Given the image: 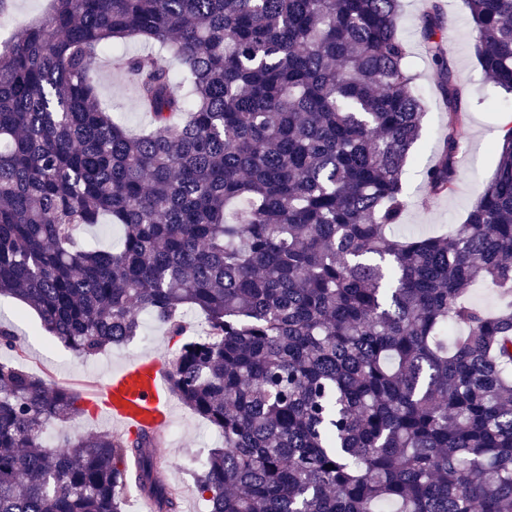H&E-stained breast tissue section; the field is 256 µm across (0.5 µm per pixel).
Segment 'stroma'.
<instances>
[{
    "instance_id": "obj_1",
    "label": "stroma",
    "mask_w": 512,
    "mask_h": 512,
    "mask_svg": "<svg viewBox=\"0 0 512 512\" xmlns=\"http://www.w3.org/2000/svg\"><path fill=\"white\" fill-rule=\"evenodd\" d=\"M9 3L8 12L0 14V37L9 42L18 39L25 26L43 16L50 6V0H9ZM440 3L447 57L466 93L469 117L458 132L464 152L457 164L453 192L426 200L421 171L434 161L441 148L445 110L437 93L440 76L426 53L420 30L427 0H401L399 32L408 49L410 66L424 90L426 116L422 128L425 148L416 153L403 175L408 209L402 224L392 231L396 237L441 234L451 225L464 221L482 183L496 168L495 147L508 116L507 110L494 111L488 106L498 93L485 80L474 56L476 32L464 0H440ZM95 79L104 104L122 103L123 110L118 117L129 129L138 132L147 126L146 113L135 105L133 87L112 71L108 61L98 62ZM0 323L10 326L22 344L21 363L25 369L48 382L70 387L87 399L93 397L113 369L147 354L173 359L180 344L179 338L168 336L164 326L146 315L142 318L141 334L133 341L107 348L91 358H80L43 331L35 311L8 295L0 297ZM220 442L219 434L205 420L184 405H177L172 421L164 429L156 461L178 492L180 512H208V504L188 470L197 466Z\"/></svg>"
}]
</instances>
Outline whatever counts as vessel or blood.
Here are the masks:
<instances>
[{"label": "vessel or blood", "instance_id": "1", "mask_svg": "<svg viewBox=\"0 0 512 512\" xmlns=\"http://www.w3.org/2000/svg\"><path fill=\"white\" fill-rule=\"evenodd\" d=\"M168 369L167 361L144 355L113 370L99 392L103 413L131 436L143 429H163L173 411L165 379Z\"/></svg>", "mask_w": 512, "mask_h": 512}]
</instances>
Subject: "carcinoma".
<instances>
[{
    "label": "carcinoma",
    "instance_id": "carcinoma-1",
    "mask_svg": "<svg viewBox=\"0 0 512 512\" xmlns=\"http://www.w3.org/2000/svg\"><path fill=\"white\" fill-rule=\"evenodd\" d=\"M487 80L512 100V0H465ZM400 0H52L0 51V295L82 358L148 312L183 342L172 395L222 446L192 473L210 512H512V125L493 176L446 236L394 240L425 102ZM454 189L468 119L438 33ZM137 40L150 50L129 55ZM149 128L101 105L102 57ZM103 216L118 247L79 231ZM494 289L489 311L470 288ZM463 333L448 340V323ZM0 512H126L133 484L179 512L157 432L73 433L76 391L12 361L0 325Z\"/></svg>",
    "mask_w": 512,
    "mask_h": 512
}]
</instances>
